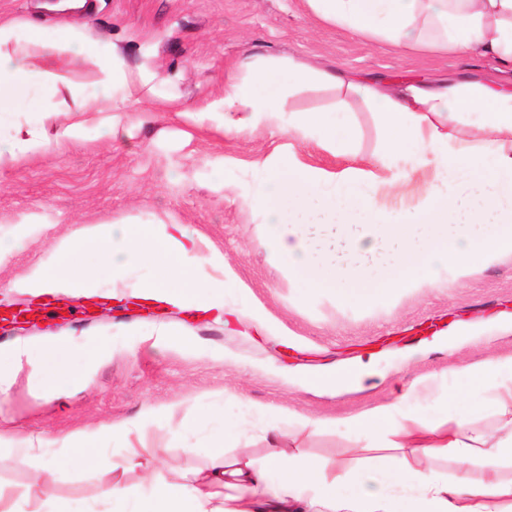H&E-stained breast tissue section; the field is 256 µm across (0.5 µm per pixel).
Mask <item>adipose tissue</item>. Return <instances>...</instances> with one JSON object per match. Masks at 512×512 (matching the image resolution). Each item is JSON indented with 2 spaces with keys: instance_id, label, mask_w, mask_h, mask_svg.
<instances>
[{
  "instance_id": "1",
  "label": "adipose tissue",
  "mask_w": 512,
  "mask_h": 512,
  "mask_svg": "<svg viewBox=\"0 0 512 512\" xmlns=\"http://www.w3.org/2000/svg\"><path fill=\"white\" fill-rule=\"evenodd\" d=\"M318 21L368 42L429 55L478 54L512 69V0H304ZM93 61L99 72L93 91L71 84L56 70ZM321 86L370 104L382 122L379 151L359 158L350 112L286 113L289 96ZM68 101H58L59 91ZM150 109L179 120L206 121L218 132L241 134L258 127L282 129L285 143L251 164L255 173L242 194L266 226V246L300 288L340 302L368 307L406 290L438 285L441 271L461 286L492 262L512 256V90L493 80L406 82L394 89L365 84L309 62L270 57L241 62L222 95L185 107L173 79L160 78L149 63L130 67L121 49L66 20L52 26L0 19V122L28 114L10 137L0 138V166L43 153L49 143L80 145L129 133L130 115ZM64 122L53 137L43 126L57 113ZM472 118L470 137L457 125ZM313 145L350 158L329 171L303 161L301 147ZM425 178L424 189L406 195L408 173ZM330 224L349 249L380 257L377 273L323 264L302 227ZM148 268L142 279L135 270ZM112 290L101 287L102 279ZM231 274L223 252L183 224L124 219L77 224L43 258L10 283L12 292L39 300L47 296L110 301L130 287L150 307H170L223 320L242 310L227 298ZM512 335V318L450 328L434 347L456 351L474 338L493 343ZM110 350L96 337L74 340L44 335L15 341L0 352V398L10 394L21 358L41 367L40 388L50 397L80 389ZM462 390L441 395L443 375L413 380L394 402L378 403L336 418H317L277 407H255L269 445L262 461L249 452L227 454L223 435L212 437L200 469L183 471L188 447L167 448L162 469L145 467L148 448L127 445L131 432L147 433L172 408L157 405L137 418H121L69 437L64 458L41 456L37 470L66 467L91 473L101 463L99 444L121 442L112 455V477L98 492L100 512H512V479L501 469L512 463V436L472 429L476 414L491 409L512 420V353L494 354L455 367ZM368 363L294 377L305 389L331 396L364 389ZM441 395L459 413L418 414L410 399ZM343 427L366 435L378 451L348 467L300 450L280 447L292 434ZM441 456L457 469L434 468ZM144 470L138 487L125 476Z\"/></svg>"
}]
</instances>
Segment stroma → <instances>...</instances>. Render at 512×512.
I'll use <instances>...</instances> for the list:
<instances>
[{
    "mask_svg": "<svg viewBox=\"0 0 512 512\" xmlns=\"http://www.w3.org/2000/svg\"><path fill=\"white\" fill-rule=\"evenodd\" d=\"M86 29L119 44L130 66L150 62L161 76L177 78L183 104L194 108L224 91V74L245 56L257 54L314 61L371 83L405 76L431 82H467L495 75L512 84V71L496 72L482 57H406L385 43L363 42L310 16L303 0H88ZM347 107L357 125L361 156L376 152L382 124L364 101ZM282 138L261 128L219 136L208 123L171 120L152 112L132 138L90 141L0 169V238L17 232L18 214H41L33 241L0 267V302L26 306L7 285L26 273L61 234L74 224L129 216L170 218L197 229L224 252L234 274L233 288L244 289L250 305L274 321L271 335H255L248 320L221 323L193 319L170 310L149 314L133 305L100 303L87 314L74 303L66 319L56 318V300L43 303L37 326L0 331V347L16 339L47 334L95 336L111 356L71 395L49 397L39 387L40 371L22 362L8 400L0 402V428L23 438L68 436L90 424L134 417L151 405L173 404L171 415L147 434L131 433L132 445L163 448L180 433L195 456L182 459L193 471L203 466L210 430L202 419L209 410L227 424L240 421L247 403L292 407L315 416H339L367 403L391 400L417 376L481 359V340L456 355L429 350L402 373L394 368L404 352L419 346L449 324H478L512 313V257L475 273L462 287L440 285L407 292L390 303L360 307L298 288L265 245L260 216L237 196L251 179L250 162ZM178 326L187 341L177 344L157 335V319ZM374 361L375 374L364 391L336 397L288 385L281 372L322 371L355 358ZM298 448L324 461L354 465L371 447L369 437L337 429L295 437ZM56 498L72 512L94 504L106 471L43 472Z\"/></svg>",
    "mask_w": 512,
    "mask_h": 512,
    "instance_id": "35a3bbf8",
    "label": "stroma"
}]
</instances>
